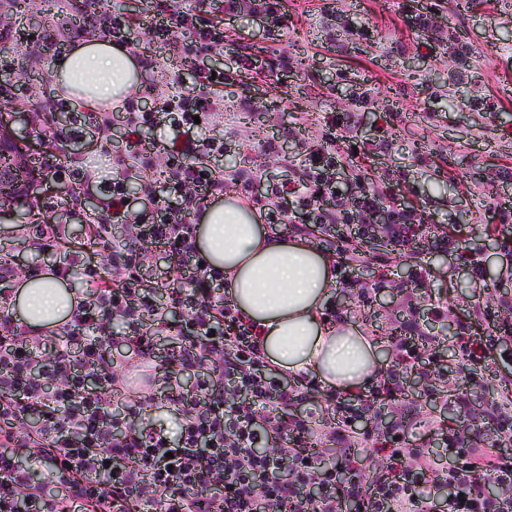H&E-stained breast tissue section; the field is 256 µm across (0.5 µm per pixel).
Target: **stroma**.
Returning a JSON list of instances; mask_svg holds the SVG:
<instances>
[{"instance_id": "1", "label": "stroma", "mask_w": 512, "mask_h": 512, "mask_svg": "<svg viewBox=\"0 0 512 512\" xmlns=\"http://www.w3.org/2000/svg\"><path fill=\"white\" fill-rule=\"evenodd\" d=\"M405 0H285L282 18L286 36L273 41L256 35L251 18L224 12V0H202L209 16L224 26V45L213 50L207 63L215 68L230 64L239 39L253 31L251 45L262 58L287 56V70L267 81L248 77L224 90L225 130H233L250 150L246 166L261 169L269 181L285 176L279 158L265 150L267 138H278L284 150L304 158L320 134L327 113L359 112L363 122L359 135L371 145L368 156L346 161L345 173L362 174L367 185L383 182L409 184L410 201L424 208L428 223L425 240L406 250L393 252L364 247L358 240L345 244L352 260L356 286L330 288L329 295L341 312L342 321L368 334L386 338L392 311L406 287L407 268L421 264L434 278L420 297L428 306L430 297L448 303L447 321H434L445 356L454 353V337L443 334V323H456L469 312L499 306L512 299V271L498 246V232L485 223L486 208L500 202L507 186L502 172L512 167V0H443L432 14V37L436 49L423 48V34L411 30L401 14ZM146 0H33L31 10H16L13 0H0V16L8 27L29 33L31 46L19 45L0 56V74L17 80L0 90V104L23 107L15 124L32 153L63 154L78 160L81 175L89 176L90 199L100 202L107 186L119 172L113 163L114 148L124 129L114 125L108 133L89 127L83 138L58 145L37 139V127L57 92L51 65L59 47L79 37L94 35V19L122 11L140 18L133 32L136 43L148 55L142 63L140 104L151 107L148 92L154 71H176L173 57L152 41L146 25ZM348 11L359 24L373 27L378 38L357 42L342 33L332 13ZM467 45L470 65H463L447 50L449 36ZM347 80H339V73ZM367 103L357 101L359 91ZM251 98L261 109L248 123H241L237 106ZM73 180L40 175L32 194L0 207V259L8 261L16 277L29 275L35 264H52V253L41 251L33 235L35 225L61 216L72 243L89 241V227L97 223L99 210L87 209L67 188ZM453 235L460 252L480 260L484 275L475 281L463 262L432 248L429 238ZM385 271L388 284L371 305H360L359 288L371 287V275ZM425 388L469 390L474 415L471 433H478L487 409L500 399L494 378L472 380L462 363H454L448 377L424 376ZM452 421L442 400H423L411 420L414 445L440 446L436 431Z\"/></svg>"}]
</instances>
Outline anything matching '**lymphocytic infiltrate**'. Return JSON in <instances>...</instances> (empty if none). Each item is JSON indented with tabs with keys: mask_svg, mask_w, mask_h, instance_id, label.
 Segmentation results:
<instances>
[{
	"mask_svg": "<svg viewBox=\"0 0 512 512\" xmlns=\"http://www.w3.org/2000/svg\"><path fill=\"white\" fill-rule=\"evenodd\" d=\"M162 20L155 41L170 51L196 56L192 64L199 91L181 89L175 75L154 83L156 109L136 99L120 113L126 147L96 224L94 241L109 250L111 272H102L93 252L65 246L57 224H40V246L58 248L53 267L59 278L81 275L86 287L61 343L46 353V337L20 325L0 303V512H512V398L503 397L485 414L490 440L467 446L462 428L443 433L445 465L429 451L410 445L408 421L414 407L376 437L388 465L364 480V438L358 427L366 414L395 398L400 368L426 367L447 374L448 362L417 317L418 291L430 276L415 266L413 288L404 289L402 319L391 341L394 371L382 383L347 398L321 391L308 376L283 377L271 368L252 323L224 293L223 270L203 264L186 220L202 214L222 195L225 177L241 184L247 198L263 204L271 230L297 235L323 227L341 233L356 225L364 239L380 238L401 249L419 240L424 218L401 203L396 185L369 190L339 182L344 157L360 140L358 113L326 117L320 144L303 161L279 156L289 176L264 183L257 170L224 174L216 165L227 154H242L241 141L205 134L201 124L224 116V88L235 74L260 75L287 67V57L258 62L242 43L231 69L213 70L206 56L224 43V28L206 11L169 13L167 0H151ZM283 0H224L226 14L265 20L282 40ZM174 122L181 133L168 143H146V131ZM144 203L129 214L131 185ZM382 222H375L376 214ZM128 221L127 235L112 236V219ZM168 264L151 268V249ZM190 270L186 285L157 300L147 272L165 278ZM490 334L480 333L481 325ZM172 350L169 375L160 394L119 399L125 384L121 366L158 358L155 337ZM512 336V317L483 310L456 327L459 358L478 373L498 360L501 341ZM194 383L182 391L180 373ZM324 393L331 419L318 430L314 412L296 411L297 401ZM160 403L171 412L175 434L144 423L146 407ZM287 440L288 454L275 452Z\"/></svg>",
	"mask_w": 512,
	"mask_h": 512,
	"instance_id": "obj_1",
	"label": "lymphocytic infiltrate"
}]
</instances>
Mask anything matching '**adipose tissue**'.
I'll return each mask as SVG.
<instances>
[{
  "label": "adipose tissue",
  "mask_w": 512,
  "mask_h": 512,
  "mask_svg": "<svg viewBox=\"0 0 512 512\" xmlns=\"http://www.w3.org/2000/svg\"><path fill=\"white\" fill-rule=\"evenodd\" d=\"M51 70L57 91L90 109L119 106L141 83L135 56L109 38L73 41ZM196 249L205 264L223 270L227 297L254 323L266 358L277 368L348 391L378 372L380 340L321 317L336 274L318 246L269 236L255 211L230 194L200 217ZM11 306L18 322L42 331L66 322L75 300L61 279L44 273L24 278Z\"/></svg>",
  "instance_id": "adipose-tissue-1"
}]
</instances>
